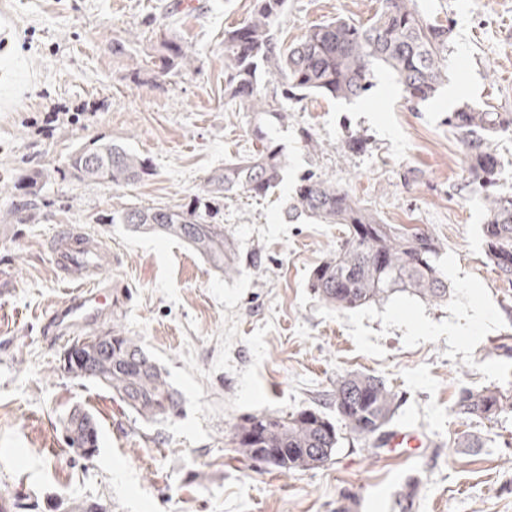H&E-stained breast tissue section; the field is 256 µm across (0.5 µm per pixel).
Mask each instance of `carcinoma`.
<instances>
[{"mask_svg":"<svg viewBox=\"0 0 512 512\" xmlns=\"http://www.w3.org/2000/svg\"><path fill=\"white\" fill-rule=\"evenodd\" d=\"M287 0H253L248 17L224 30V98L254 116L256 149L250 155L224 161L212 171L189 203L176 206L112 208L107 218L135 232L177 238L211 267L228 276L237 272L239 254L217 222L216 201L244 194L266 197L284 180L283 147L269 138L266 126L288 121L281 99L318 95L352 100L373 87L375 72L391 74L407 102L414 106L438 93L445 80L442 60L448 51L450 28L431 22L415 0H379L365 24L337 18L310 28L285 48L277 25ZM159 62L153 79L197 68L187 45L159 30ZM448 126L462 145L470 183L484 200L485 255L505 280L512 282V194L497 191L503 167L494 142L512 136V113L480 109L467 102L448 113ZM77 181L130 185L151 175L148 161L123 145L101 139L84 143L64 162ZM44 173L20 177L14 189L24 200L11 214L32 206ZM305 215L321 224H341L344 238L310 273V285L330 308L354 310L396 293L443 302L448 285L439 267L441 244L415 226L387 224L346 186L315 175L299 178L287 216ZM85 357L72 359L67 371L96 382L127 409L148 421L179 415L181 395L164 369L140 341L114 328L80 339ZM336 417L371 447L381 449L392 433L397 394L384 379L362 372L336 378L330 394ZM457 413L468 420H491L512 410V395L496 387L459 390ZM92 438L99 442L93 417L76 410L67 419L64 443ZM236 451L258 463L266 448H296L298 452L273 464L283 474L318 468L332 459L338 443L334 423L317 408L293 412H263L234 425Z\"/></svg>","mask_w":512,"mask_h":512,"instance_id":"1","label":"carcinoma"}]
</instances>
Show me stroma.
<instances>
[{
  "label": "stroma",
  "mask_w": 512,
  "mask_h": 512,
  "mask_svg": "<svg viewBox=\"0 0 512 512\" xmlns=\"http://www.w3.org/2000/svg\"><path fill=\"white\" fill-rule=\"evenodd\" d=\"M448 25V79L410 106L393 78L376 73L354 101L285 100L283 183L266 198L225 200L219 221L240 257L231 278L183 242L131 232L102 217L115 202L180 205L227 156L253 147V116L224 97V30L251 0H0V213L22 175L45 171V216H0V494L25 496L32 512H70L84 501L109 512H512V413L462 418L460 388L512 391V283L485 256L483 201L469 182L449 112L463 101L512 112V0H416ZM378 0H287L278 37L296 42L336 17L366 21ZM172 34L199 58L194 73L133 81L136 63ZM61 115L37 129L33 118ZM316 138L305 147L302 130ZM363 147L349 149L350 136ZM104 136L151 163L152 176L116 188L65 179L57 169ZM347 186L388 224H414L442 245L450 297L406 295L350 311L326 306L311 270L334 251L339 224L284 217L299 176ZM101 241L102 272L121 306L101 329L137 337L182 396L181 412L151 423L64 368L66 341L45 325L68 297L50 259L55 228ZM383 378L398 394L393 422L419 432L421 448L377 452L340 428L332 460L280 473L240 456L234 426L251 414L316 407L337 376ZM100 428L91 458L63 443L70 411ZM476 448H461L462 436ZM409 509H402L404 494Z\"/></svg>",
  "instance_id": "35a3bbf8"
}]
</instances>
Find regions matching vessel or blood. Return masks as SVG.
Instances as JSON below:
<instances>
[{
	"instance_id": "b4317fda",
	"label": "vessel or blood",
	"mask_w": 512,
	"mask_h": 512,
	"mask_svg": "<svg viewBox=\"0 0 512 512\" xmlns=\"http://www.w3.org/2000/svg\"><path fill=\"white\" fill-rule=\"evenodd\" d=\"M103 255L102 247L87 236L65 228L54 234L51 259L74 292L51 311L50 328L61 334L76 333L116 311L118 299L98 278V260Z\"/></svg>"
}]
</instances>
